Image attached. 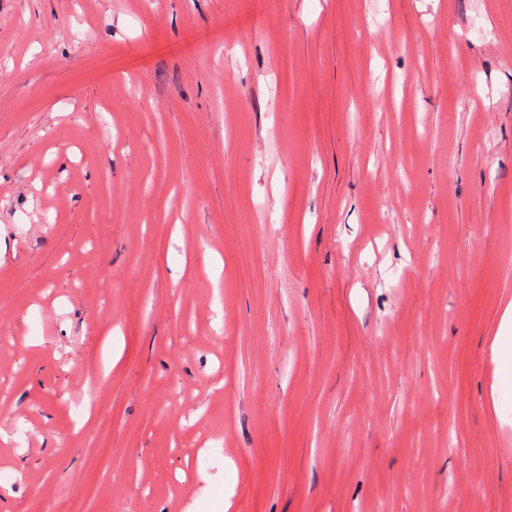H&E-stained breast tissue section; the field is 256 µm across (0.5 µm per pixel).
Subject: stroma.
Returning a JSON list of instances; mask_svg holds the SVG:
<instances>
[{"instance_id": "1", "label": "stroma", "mask_w": 512, "mask_h": 512, "mask_svg": "<svg viewBox=\"0 0 512 512\" xmlns=\"http://www.w3.org/2000/svg\"><path fill=\"white\" fill-rule=\"evenodd\" d=\"M511 304L512 0H0V512H512Z\"/></svg>"}]
</instances>
